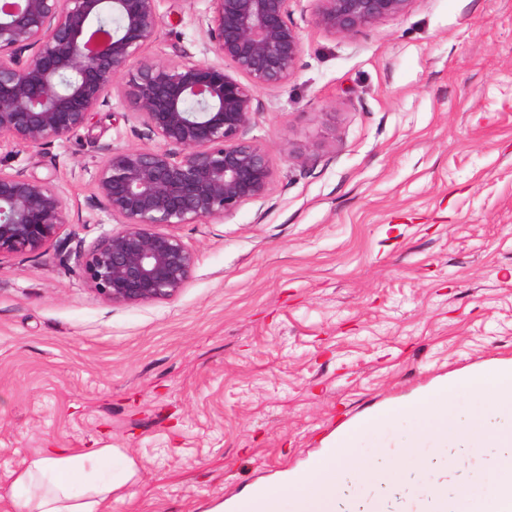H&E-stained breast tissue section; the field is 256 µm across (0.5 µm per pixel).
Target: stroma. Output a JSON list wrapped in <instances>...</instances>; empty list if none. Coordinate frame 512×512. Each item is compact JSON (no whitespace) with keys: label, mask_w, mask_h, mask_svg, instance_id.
<instances>
[{"label":"stroma","mask_w":512,"mask_h":512,"mask_svg":"<svg viewBox=\"0 0 512 512\" xmlns=\"http://www.w3.org/2000/svg\"><path fill=\"white\" fill-rule=\"evenodd\" d=\"M208 0H158L146 57L216 62ZM293 0L298 69L257 92L244 136L265 197L175 226L195 254L167 301L115 305L77 262L118 224L93 207L108 149L145 147L120 90L73 136L0 149L68 204L38 255L0 257V512L42 448H118L138 479L108 512H208L272 484L368 410L512 359V0H414L350 35ZM416 426L355 443L339 493Z\"/></svg>","instance_id":"stroma-1"}]
</instances>
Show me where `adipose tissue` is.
<instances>
[{
	"label": "adipose tissue",
	"mask_w": 512,
	"mask_h": 512,
	"mask_svg": "<svg viewBox=\"0 0 512 512\" xmlns=\"http://www.w3.org/2000/svg\"><path fill=\"white\" fill-rule=\"evenodd\" d=\"M137 474L115 448H43L16 472L9 497L21 512H106L113 492Z\"/></svg>",
	"instance_id": "adipose-tissue-1"
}]
</instances>
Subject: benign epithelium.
Segmentation results:
<instances>
[{"label": "benign epithelium", "mask_w": 512, "mask_h": 512, "mask_svg": "<svg viewBox=\"0 0 512 512\" xmlns=\"http://www.w3.org/2000/svg\"><path fill=\"white\" fill-rule=\"evenodd\" d=\"M157 0H20L0 8V138L39 148L84 128L119 86L129 113L158 141L111 149L93 176L92 202L122 228L102 236L78 264L113 304L172 299L195 257L162 226L222 219L262 199L274 170L268 151L243 137L255 93L292 77L302 42L292 0H209L205 50L149 59L159 37ZM314 24L348 35L406 13L414 0H316ZM107 15L112 33L90 36ZM247 78L242 82L240 77ZM69 223L49 181L0 168V255L41 251Z\"/></svg>", "instance_id": "7a95c632"}]
</instances>
